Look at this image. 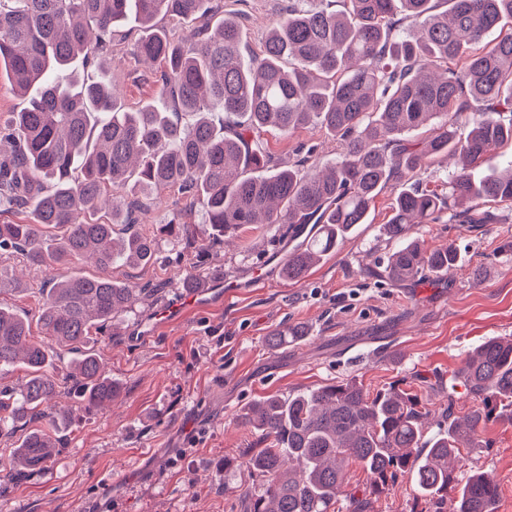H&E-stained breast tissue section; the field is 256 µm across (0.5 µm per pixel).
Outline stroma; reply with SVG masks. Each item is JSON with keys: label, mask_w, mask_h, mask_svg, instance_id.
Instances as JSON below:
<instances>
[{"label": "stroma", "mask_w": 512, "mask_h": 512, "mask_svg": "<svg viewBox=\"0 0 512 512\" xmlns=\"http://www.w3.org/2000/svg\"><path fill=\"white\" fill-rule=\"evenodd\" d=\"M288 0H221L225 15L241 18V51L258 57L273 21ZM135 23L112 31L102 59L121 89L120 104L137 108L159 93L161 64H141L129 53L139 37ZM280 163L295 162L299 143L315 146L317 161H335L341 149L322 132L292 137L263 133ZM391 191H383L370 221L313 266L301 281L269 271L265 285L255 271L273 257H287L297 240L285 227L242 228L214 242L200 208L177 190L138 201L131 229L153 236L157 259L130 268L115 264L113 280L141 289L140 298L98 335L93 348L122 391L107 407L86 412L62 394L71 410L61 450L38 474L0 483V512H244L241 488L250 484L243 452L259 437L238 426L254 400L337 381L377 391L400 383L421 388L432 401L427 435L443 425L442 403L456 415L475 402L463 385L439 391L469 354L490 339L512 338V212L495 224L440 219L411 228L424 249H456L448 273L408 282L382 275L393 248L385 234ZM190 210L191 239L158 230L172 211ZM118 225V232H126ZM0 269L16 275L19 291L0 292L42 335L38 307L54 272L29 264L14 250L0 251ZM218 274L238 283L220 308H201L167 325L154 317L180 301L189 279ZM299 324L308 334L277 350L264 340L274 329ZM237 469L225 476L224 462ZM484 472L499 485L496 512H512V420L487 424L456 471L458 479ZM372 512H429L413 482L398 479L373 496Z\"/></svg>", "instance_id": "obj_1"}]
</instances>
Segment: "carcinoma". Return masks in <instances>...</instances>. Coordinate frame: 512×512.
I'll list each match as a JSON object with an SVG mask.
<instances>
[{
	"label": "carcinoma",
	"instance_id": "carcinoma-1",
	"mask_svg": "<svg viewBox=\"0 0 512 512\" xmlns=\"http://www.w3.org/2000/svg\"><path fill=\"white\" fill-rule=\"evenodd\" d=\"M215 0H0V69L27 106L0 125V208L24 209L31 224H0V250L24 252L29 263L53 268L86 260L98 275L66 276L39 306L45 336L0 305V369L25 365V381L0 391V436L39 418L0 460V480L41 471L61 446L70 411L58 409V374L50 344L84 349L67 368L81 407L91 412L118 395L90 344L140 289L106 271L155 261L152 237L115 225L135 224L116 193L147 197L177 189L196 203L220 238L244 226L287 224L302 244L288 253L282 275L303 279L312 265L344 243L378 195L394 191L387 234L395 242L385 266L391 280L454 266L451 246L424 252L410 226L450 219L485 224L494 211H512V161L503 170L474 172L492 146L512 147V30L493 45L487 33L512 23V0H290L273 23L263 55L241 52L242 28L210 22ZM203 20L176 37L159 17ZM133 20L137 59L163 64L157 101L117 107L105 75H59L81 59L96 64L112 49V27ZM179 112L195 115L184 127ZM224 115L217 128L212 114ZM319 129L342 142L340 158L319 166L315 147L288 167L271 168L261 140L271 129L292 134ZM457 161L433 188L420 171L434 161ZM107 208L112 221L95 219ZM89 219L76 223V213ZM177 211L160 225L185 236L191 225ZM306 335L303 326L276 330V349ZM453 379L476 401L464 422L444 408L448 428L427 440L429 411L422 398L396 386L370 394L355 382L329 383L288 396L255 400L238 423L259 433L265 447L245 462L258 487L245 490L249 512H331L354 463L370 475V494L399 477L440 504L458 493L453 512H495L498 487L471 475L460 485L455 469L483 425L512 406V340L477 347Z\"/></svg>",
	"mask_w": 512,
	"mask_h": 512
}]
</instances>
